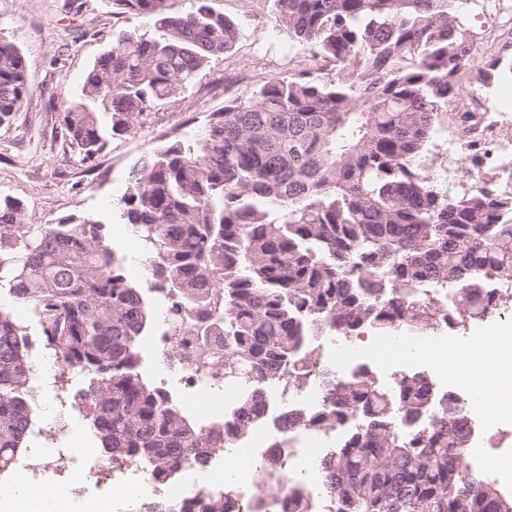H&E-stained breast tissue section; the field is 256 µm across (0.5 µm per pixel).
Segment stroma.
<instances>
[{"mask_svg":"<svg viewBox=\"0 0 512 512\" xmlns=\"http://www.w3.org/2000/svg\"><path fill=\"white\" fill-rule=\"evenodd\" d=\"M239 27L226 57L212 59L175 105L147 117L137 133L108 138L93 164L82 163L59 133L61 114L80 94L89 66L134 19L112 12L110 0H0V39L24 58L31 94L11 124L0 125V194L23 205L30 223L54 224L84 216L106 224L128 276L146 285L139 249L118 202L133 168L154 146L193 133L226 100L250 94L263 78L305 66L308 52L277 27L271 0H211ZM459 13L475 31L500 34L512 0H485Z\"/></svg>","mask_w":512,"mask_h":512,"instance_id":"1","label":"stroma"}]
</instances>
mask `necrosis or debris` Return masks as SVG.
<instances>
[{"instance_id":"1","label":"necrosis or debris","mask_w":512,"mask_h":512,"mask_svg":"<svg viewBox=\"0 0 512 512\" xmlns=\"http://www.w3.org/2000/svg\"><path fill=\"white\" fill-rule=\"evenodd\" d=\"M168 353L158 355L162 375L176 374L191 411L202 417L229 409L223 383L215 376L196 346L184 347L179 337L167 340ZM320 354L309 364L303 383H291L273 390L264 422L234 452L216 453L210 475L200 476L189 465H182L172 487L156 486L146 462L115 464L97 449L82 444L74 433L72 418L79 411L78 401L70 399L65 387L75 371L62 358L49 354L32 367V397L39 414L31 426V442L24 450L23 463L6 475V483L21 487L28 496H37L44 483H52L60 502L81 503L84 512H119L120 491L126 484L138 483L146 500L167 497L171 512H183L188 498L223 494L234 512H288L285 492L291 481H299L311 497H320L323 484L312 459L316 452H329L341 438L340 430L310 426L289 428L284 416L296 409H319L325 404L324 380L332 361L355 367L363 357L360 347L342 348L322 340ZM252 472V484L223 482L229 466Z\"/></svg>"}]
</instances>
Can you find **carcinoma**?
<instances>
[{"instance_id": "obj_1", "label": "carcinoma", "mask_w": 512, "mask_h": 512, "mask_svg": "<svg viewBox=\"0 0 512 512\" xmlns=\"http://www.w3.org/2000/svg\"><path fill=\"white\" fill-rule=\"evenodd\" d=\"M167 2L111 0L145 24L117 33L62 113L82 162L233 49L237 24L210 0L179 15ZM272 2L277 26L310 48L309 66L156 147L118 202L143 244L149 291L169 303L162 335L206 337L202 353L235 387L238 422L197 420L142 376L152 303L103 224H30L19 201L0 196V286L38 318L43 345L91 376L80 407L103 457L147 461L162 484L183 461L205 471L245 440L268 389L315 357V337L388 336L402 323L433 336L439 308L415 294L419 284L449 290L452 328L498 314L512 285V191L476 149L463 157L472 188L450 196L425 155L450 118L465 138L483 132L489 104L464 89L512 72V42L473 70L479 40L455 0ZM30 92L22 55L0 41V125ZM32 347L0 312V474L30 434ZM288 423L344 431L317 460L323 499L292 487L294 512H512V494L464 469L472 421L424 371L387 383L368 366L330 376L327 404ZM190 512L230 510L211 495Z\"/></svg>"}]
</instances>
